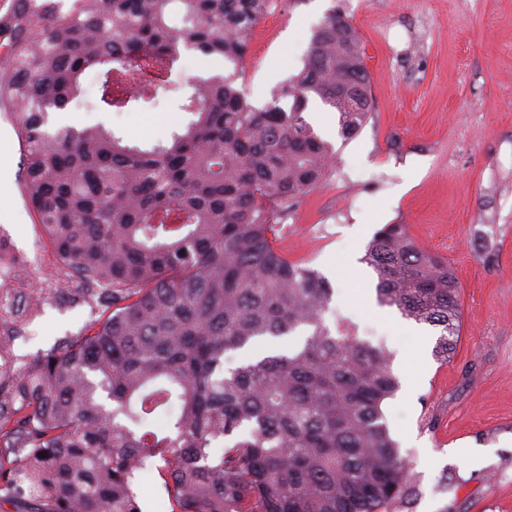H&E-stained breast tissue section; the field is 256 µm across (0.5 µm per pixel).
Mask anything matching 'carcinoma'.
<instances>
[{
  "label": "carcinoma",
  "instance_id": "obj_1",
  "mask_svg": "<svg viewBox=\"0 0 512 512\" xmlns=\"http://www.w3.org/2000/svg\"><path fill=\"white\" fill-rule=\"evenodd\" d=\"M270 0H0V110L16 122L29 203L91 307L74 336L14 352L25 321L0 308V502L15 512H142L155 467L171 512H392L410 476L382 405L393 356L330 328L334 288L271 244L274 224L323 177L332 145L310 100L357 134L371 112L361 40L331 12L303 67L258 108L237 85ZM182 49L235 64L187 79L186 125L149 147L51 114L98 72V108H135L169 83ZM361 262L383 306L460 327L448 260L386 224ZM307 331L302 345L232 369L230 351Z\"/></svg>",
  "mask_w": 512,
  "mask_h": 512
}]
</instances>
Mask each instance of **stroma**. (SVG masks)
I'll use <instances>...</instances> for the list:
<instances>
[{"instance_id": "stroma-1", "label": "stroma", "mask_w": 512, "mask_h": 512, "mask_svg": "<svg viewBox=\"0 0 512 512\" xmlns=\"http://www.w3.org/2000/svg\"><path fill=\"white\" fill-rule=\"evenodd\" d=\"M357 30L370 80L371 116L355 136L338 132L330 107L307 112L334 155L322 181L289 208L273 246L335 288L328 325L351 323L359 339L385 346L400 381L383 406L413 492L393 512H512V0H271L254 27L237 81L263 106L273 87L302 68L312 34L332 10ZM234 65L181 51L169 90L133 110L99 111L95 73L55 126L97 122L142 146L188 116L191 76ZM0 257L13 262L7 291L45 289L40 315L16 343L36 352L77 333L87 305L56 296L75 287L30 208L14 117L0 112ZM386 224L407 225L422 247L453 265L462 287L453 358L433 355L438 331L414 335L376 313L375 275L361 257ZM486 449L480 464L452 448Z\"/></svg>"}]
</instances>
